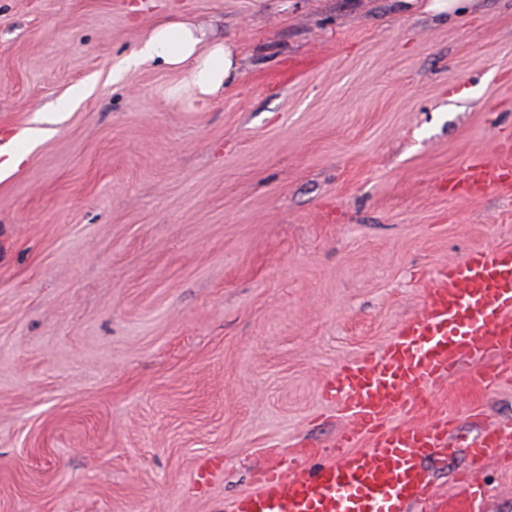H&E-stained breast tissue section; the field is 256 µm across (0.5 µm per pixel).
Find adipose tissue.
I'll use <instances>...</instances> for the list:
<instances>
[{
  "label": "adipose tissue",
  "mask_w": 512,
  "mask_h": 512,
  "mask_svg": "<svg viewBox=\"0 0 512 512\" xmlns=\"http://www.w3.org/2000/svg\"><path fill=\"white\" fill-rule=\"evenodd\" d=\"M205 34L188 21L161 24L144 36L131 63L159 61L185 70L184 90L192 92L199 108H207L237 70L236 55L224 42L205 43Z\"/></svg>",
  "instance_id": "obj_1"
}]
</instances>
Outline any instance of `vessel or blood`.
<instances>
[{
  "label": "vessel or blood",
  "instance_id": "vessel-or-blood-1",
  "mask_svg": "<svg viewBox=\"0 0 512 512\" xmlns=\"http://www.w3.org/2000/svg\"><path fill=\"white\" fill-rule=\"evenodd\" d=\"M461 186L512 185V150L497 163L455 175ZM480 365L472 377L491 388L512 371V248L469 253L433 280L420 313L377 356L342 365L324 385L348 425L331 457L305 449L302 457L265 466L255 489L233 512H408L426 501L424 463L467 446L474 460L512 446V431L494 426L463 441L455 418L432 413L434 384L462 360ZM476 492L466 478L441 503L442 512H473Z\"/></svg>",
  "mask_w": 512,
  "mask_h": 512
}]
</instances>
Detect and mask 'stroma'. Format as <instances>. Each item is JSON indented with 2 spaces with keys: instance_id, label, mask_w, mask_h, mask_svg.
I'll use <instances>...</instances> for the list:
<instances>
[{
  "instance_id": "obj_1",
  "label": "stroma",
  "mask_w": 512,
  "mask_h": 512,
  "mask_svg": "<svg viewBox=\"0 0 512 512\" xmlns=\"http://www.w3.org/2000/svg\"><path fill=\"white\" fill-rule=\"evenodd\" d=\"M171 20L236 49L207 110L180 70L125 66ZM19 129L0 512H228L272 445L332 446L323 385L443 266L512 247V188L448 182L512 142V0H0V131ZM435 413L512 428V378L462 363ZM461 473L478 512H512V463L428 465L443 495Z\"/></svg>"
}]
</instances>
